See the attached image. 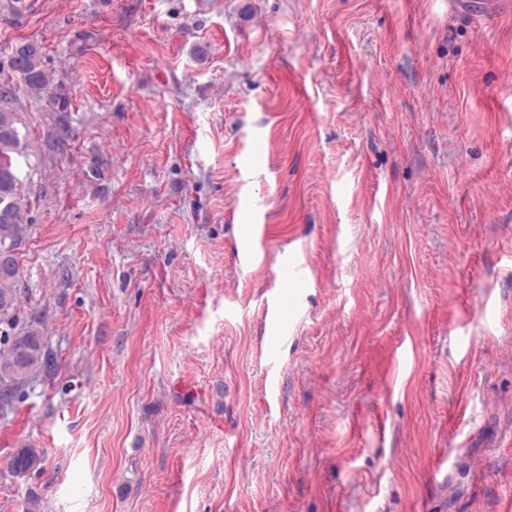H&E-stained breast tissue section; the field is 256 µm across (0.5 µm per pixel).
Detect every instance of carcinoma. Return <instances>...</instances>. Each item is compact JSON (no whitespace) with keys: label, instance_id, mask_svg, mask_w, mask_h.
<instances>
[{"label":"carcinoma","instance_id":"obj_1","mask_svg":"<svg viewBox=\"0 0 512 512\" xmlns=\"http://www.w3.org/2000/svg\"><path fill=\"white\" fill-rule=\"evenodd\" d=\"M8 66L33 95H40L54 82L42 65L41 48L35 43L17 46ZM15 91L8 81L0 84V246L18 247L31 221L15 168V157L27 153V143L19 131L21 119L13 110ZM22 275L19 267L0 275V410L5 411L12 409L35 380L51 377L57 370L40 327L32 322L20 324ZM43 462L38 449L20 448L5 465L12 475L20 477L39 469Z\"/></svg>","mask_w":512,"mask_h":512}]
</instances>
